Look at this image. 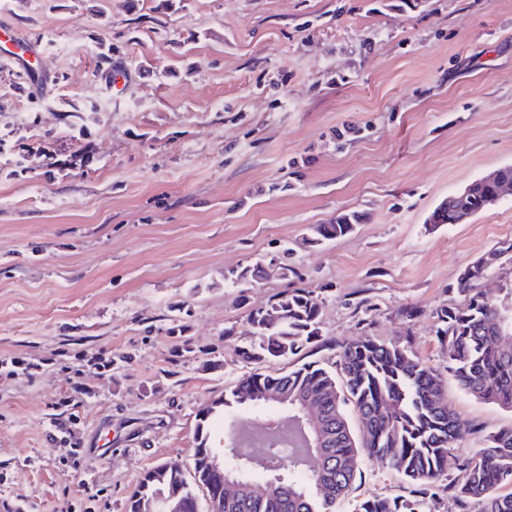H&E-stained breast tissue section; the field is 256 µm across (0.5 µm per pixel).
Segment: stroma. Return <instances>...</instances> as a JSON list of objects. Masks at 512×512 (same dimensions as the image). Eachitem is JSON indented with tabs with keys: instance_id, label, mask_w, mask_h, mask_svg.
<instances>
[{
	"instance_id": "obj_1",
	"label": "stroma",
	"mask_w": 512,
	"mask_h": 512,
	"mask_svg": "<svg viewBox=\"0 0 512 512\" xmlns=\"http://www.w3.org/2000/svg\"><path fill=\"white\" fill-rule=\"evenodd\" d=\"M4 22L38 61L0 57V512H128L148 469L191 470L201 409L257 368L250 311L292 282L321 336L280 369L364 337L445 368L434 312L512 241V196L427 217L512 165V0H0ZM448 397L476 430L453 468L512 413ZM364 215L353 211L336 215L329 224H317L311 228V235L307 237L308 243H317L320 240H334L344 237L353 231L355 224H361Z\"/></svg>"
}]
</instances>
